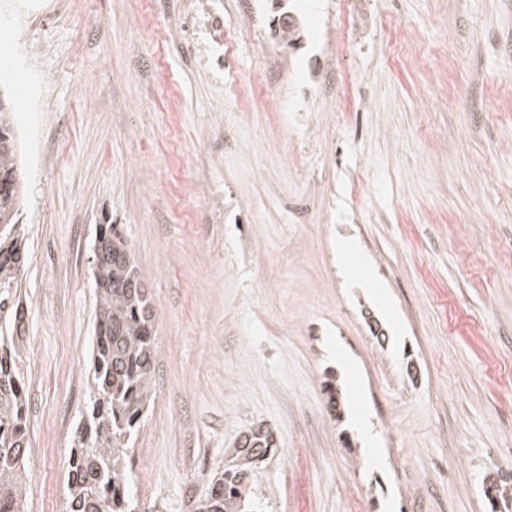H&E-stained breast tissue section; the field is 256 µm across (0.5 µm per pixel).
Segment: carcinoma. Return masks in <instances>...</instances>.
Segmentation results:
<instances>
[{"label":"carcinoma","mask_w":512,"mask_h":512,"mask_svg":"<svg viewBox=\"0 0 512 512\" xmlns=\"http://www.w3.org/2000/svg\"><path fill=\"white\" fill-rule=\"evenodd\" d=\"M21 145L12 104L0 101V512H25L28 416L19 362L18 289L25 270L26 237L19 224L23 201ZM103 242L93 272L97 336L91 392L74 438L67 474L66 512H131L130 440L143 419L157 361L156 310L128 240L102 224ZM275 449L273 433L252 424L239 434L224 469L214 473L193 512H254L252 472Z\"/></svg>","instance_id":"cac0c4a2"}]
</instances>
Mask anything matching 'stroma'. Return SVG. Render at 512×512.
<instances>
[{
  "label": "stroma",
  "mask_w": 512,
  "mask_h": 512,
  "mask_svg": "<svg viewBox=\"0 0 512 512\" xmlns=\"http://www.w3.org/2000/svg\"><path fill=\"white\" fill-rule=\"evenodd\" d=\"M291 2L307 55L224 43L241 82L284 75L275 109L258 95L246 112L171 51L181 20L154 0H0V78L28 86L29 512H66L100 224L126 237L160 314L135 512H189L257 422L276 437L252 476L258 512H512V0H369L365 27L349 0ZM328 46L336 108L313 100L294 124L292 89ZM341 236L382 300L343 278ZM333 341L382 470L326 407ZM493 479L506 494L487 495Z\"/></svg>",
  "instance_id": "obj_1"
}]
</instances>
